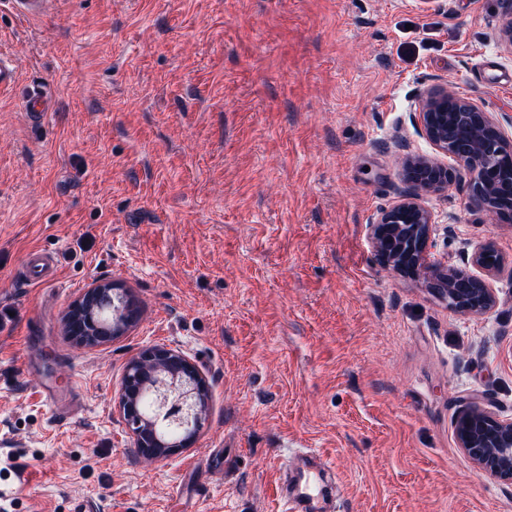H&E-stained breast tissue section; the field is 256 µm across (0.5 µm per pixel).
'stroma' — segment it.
Returning <instances> with one entry per match:
<instances>
[{"instance_id":"1","label":"stroma","mask_w":512,"mask_h":512,"mask_svg":"<svg viewBox=\"0 0 512 512\" xmlns=\"http://www.w3.org/2000/svg\"><path fill=\"white\" fill-rule=\"evenodd\" d=\"M503 0H53L0 6L22 82L53 81L30 126L0 94V485L5 512H281L280 464L319 452L336 512H512L454 419L479 400L512 419V222L467 179L421 194L427 262L505 259L483 315L386 270L369 226L410 192L405 158L451 167L417 131L448 87L512 137ZM54 254L55 281L23 259ZM139 309L91 347L63 317L98 281ZM183 353L209 400L193 443L139 452L119 412L128 362ZM75 378L66 423L45 383ZM24 480H17V473ZM49 0H3L7 3L13 14L27 19H38L45 16L49 6ZM58 272V259L42 251L30 252L26 255L23 265V275L31 284L52 282Z\"/></svg>"}]
</instances>
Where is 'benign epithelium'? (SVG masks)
<instances>
[{
  "label": "benign epithelium",
  "mask_w": 512,
  "mask_h": 512,
  "mask_svg": "<svg viewBox=\"0 0 512 512\" xmlns=\"http://www.w3.org/2000/svg\"><path fill=\"white\" fill-rule=\"evenodd\" d=\"M463 124L479 134L473 144L454 140L451 131ZM418 132L439 151L452 156L460 168L441 165L427 157L415 156L406 161L407 179L421 190L438 191L461 177L469 176L470 200L479 212L497 221L512 219V213L499 208L493 200L496 188L495 160L512 155V141L502 127L477 103L460 98L446 88L427 95L418 116ZM432 213L413 196L402 199L381 211L370 225V238L380 263L396 273L414 275L426 268ZM494 244L474 247L466 261L480 269L483 276L450 266L431 268L440 294L448 307L464 304V311L483 314L494 308L496 295L490 280L504 267V258L489 260ZM84 301L100 304L116 329L135 318L133 300L124 288L100 282L88 289ZM82 304H76L68 317V333L84 344L99 340L96 325L80 318ZM120 414L133 434L136 445L150 458L161 459L170 453L155 432L154 426L141 415L137 403L144 392L154 395L155 419L180 434L174 447L181 448L201 429L207 400L205 379L183 354L157 348L144 352L127 367ZM456 440L483 473L512 482V420L496 417L476 401L466 403L455 422Z\"/></svg>",
  "instance_id": "obj_1"
}]
</instances>
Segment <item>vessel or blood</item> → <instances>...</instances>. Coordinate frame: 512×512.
I'll use <instances>...</instances> for the list:
<instances>
[{"mask_svg":"<svg viewBox=\"0 0 512 512\" xmlns=\"http://www.w3.org/2000/svg\"><path fill=\"white\" fill-rule=\"evenodd\" d=\"M13 14L38 19L45 16L49 0H6ZM20 95L23 110L31 125H42L56 107V95L50 83L44 81L20 84L11 54L0 51V93ZM58 272L56 256L42 251L28 253L23 275L27 282H52ZM286 473L280 474L277 494L284 512H317L323 500L327 468L321 455L300 453L286 460Z\"/></svg>","mask_w":512,"mask_h":512,"instance_id":"1","label":"vessel or blood"}]
</instances>
